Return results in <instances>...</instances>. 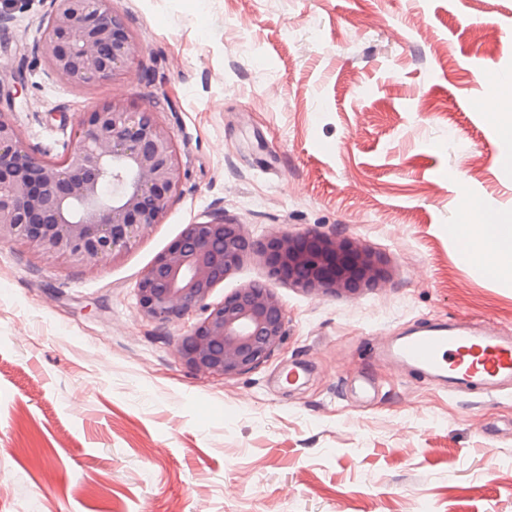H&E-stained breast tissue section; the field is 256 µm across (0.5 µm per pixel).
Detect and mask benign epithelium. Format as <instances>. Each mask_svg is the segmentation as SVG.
Wrapping results in <instances>:
<instances>
[{
	"instance_id": "7a95c632",
	"label": "benign epithelium",
	"mask_w": 512,
	"mask_h": 512,
	"mask_svg": "<svg viewBox=\"0 0 512 512\" xmlns=\"http://www.w3.org/2000/svg\"><path fill=\"white\" fill-rule=\"evenodd\" d=\"M55 5L40 48L59 77L85 87L129 68L138 46L108 0ZM180 182L176 137L153 112L114 100L94 107L77 121L60 161L33 157L0 113V243L17 237L48 257L90 263L162 223ZM248 260L310 296H360L391 275L379 252L316 230L254 241L233 218L187 224L136 285L144 318L163 324L196 316L176 348L187 368L235 378L283 344L287 312L268 285L246 284L209 302Z\"/></svg>"
}]
</instances>
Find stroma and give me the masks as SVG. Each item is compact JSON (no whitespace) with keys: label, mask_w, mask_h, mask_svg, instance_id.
Masks as SVG:
<instances>
[{"label":"stroma","mask_w":512,"mask_h":512,"mask_svg":"<svg viewBox=\"0 0 512 512\" xmlns=\"http://www.w3.org/2000/svg\"><path fill=\"white\" fill-rule=\"evenodd\" d=\"M110 5L139 56L82 88L37 49L52 0H0V113L34 157L64 154L80 113L115 99L157 109L181 167L164 221L114 256L0 243V512H512V389L449 392L371 348L438 318L512 331V273L462 261L458 232L470 201L512 224V0ZM221 216L255 240H359L393 276L358 298L272 282L281 349L200 375L136 284L185 224Z\"/></svg>","instance_id":"1"}]
</instances>
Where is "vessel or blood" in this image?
<instances>
[{"instance_id": "vessel-or-blood-1", "label": "vessel or blood", "mask_w": 512, "mask_h": 512, "mask_svg": "<svg viewBox=\"0 0 512 512\" xmlns=\"http://www.w3.org/2000/svg\"><path fill=\"white\" fill-rule=\"evenodd\" d=\"M373 347L399 370L462 392L492 396L512 383V335L487 323L427 321Z\"/></svg>"}]
</instances>
